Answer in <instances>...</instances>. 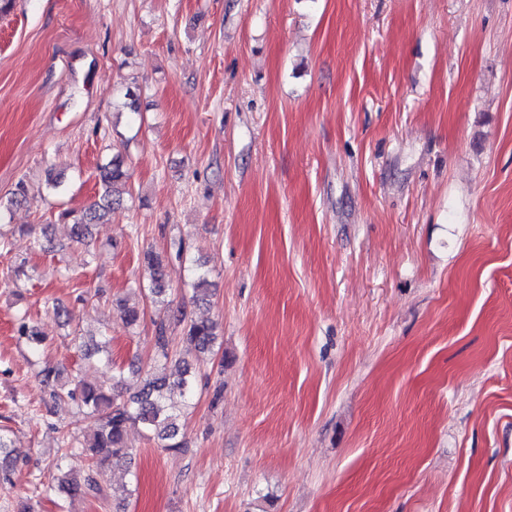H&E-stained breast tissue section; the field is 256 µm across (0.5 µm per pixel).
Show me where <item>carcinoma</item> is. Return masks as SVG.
I'll return each instance as SVG.
<instances>
[{
  "mask_svg": "<svg viewBox=\"0 0 512 512\" xmlns=\"http://www.w3.org/2000/svg\"><path fill=\"white\" fill-rule=\"evenodd\" d=\"M98 178L102 193L99 201L81 213L64 211L61 218L71 221V233L75 242L84 244L92 237V226L102 223L112 209L121 204L116 195V187L126 185L128 174L124 169L123 157L119 154L108 163L98 167ZM149 270L148 290L156 302L165 301L166 264L160 255L147 252L144 256ZM195 286V298L205 300L208 282V270L205 264L191 260ZM184 325L183 339L201 354L213 353L218 340L216 324L210 319L196 318L181 309L169 320L156 323L153 346L156 370L141 373L133 371L136 376L134 392L127 396V380L124 372L114 368L112 387L86 382L81 376H73L74 387L61 384L62 371L47 365L41 372L42 383L49 389V396L56 402L70 400L95 424L93 433L80 437L67 433L62 436L59 448L60 475L59 492L74 498L95 497L103 494L99 481L102 467L112 459L130 454L127 446L126 430L129 424H139L146 431L148 438L157 441L166 449L181 447L182 408L171 399V393L177 391L181 397L193 396L196 386V373L193 367L176 356L171 349L172 337L168 336L170 325ZM18 332L26 339L29 347L38 352L44 343L41 333L26 321H21ZM81 456L87 463L83 471L62 468L67 459ZM15 473L14 458L5 434L0 432V487L12 483Z\"/></svg>",
  "mask_w": 512,
  "mask_h": 512,
  "instance_id": "1",
  "label": "carcinoma"
}]
</instances>
